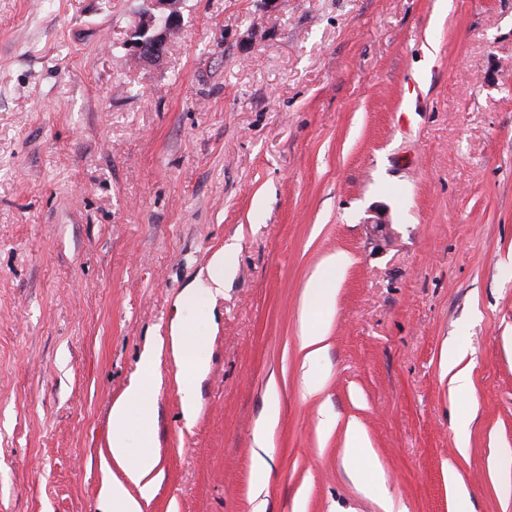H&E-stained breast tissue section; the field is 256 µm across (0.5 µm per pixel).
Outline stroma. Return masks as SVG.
Instances as JSON below:
<instances>
[{
	"instance_id": "1",
	"label": "stroma",
	"mask_w": 512,
	"mask_h": 512,
	"mask_svg": "<svg viewBox=\"0 0 512 512\" xmlns=\"http://www.w3.org/2000/svg\"><path fill=\"white\" fill-rule=\"evenodd\" d=\"M437 2L183 0L138 66L141 0H0V512H105L112 406L229 245L142 512H512V0ZM233 258V250L225 247L223 252L215 254L205 274H201L195 284L184 291L182 305L200 310L222 293L225 277L233 270ZM335 269V264L331 263L320 270L306 289V310L313 319L329 310L334 303L336 296ZM210 336L191 328L187 324H181L175 335L171 336V352L174 359L180 363L190 362L179 386L184 417L188 423L192 422L197 412L198 381L207 369L205 360L196 357L198 352L208 348Z\"/></svg>"
}]
</instances>
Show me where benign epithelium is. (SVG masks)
<instances>
[{"mask_svg": "<svg viewBox=\"0 0 512 512\" xmlns=\"http://www.w3.org/2000/svg\"><path fill=\"white\" fill-rule=\"evenodd\" d=\"M139 20L126 42L128 57L136 65L161 60L170 53L181 25L183 0H142Z\"/></svg>", "mask_w": 512, "mask_h": 512, "instance_id": "1", "label": "benign epithelium"}]
</instances>
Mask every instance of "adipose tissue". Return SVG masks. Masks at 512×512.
Instances as JSON below:
<instances>
[{"instance_id":"ef3b65f1","label":"adipose tissue","mask_w":512,"mask_h":512,"mask_svg":"<svg viewBox=\"0 0 512 512\" xmlns=\"http://www.w3.org/2000/svg\"><path fill=\"white\" fill-rule=\"evenodd\" d=\"M233 258L234 252L228 248L215 254L205 274L184 291L181 299L183 306L199 310L222 293L224 280L233 270ZM335 279L334 266H326L314 276L306 290V310L313 322L306 328L302 341L311 359L321 353L322 336L315 319L333 305ZM209 343V336L186 324L180 325L171 338L174 359L187 366L180 380L179 393L184 417L189 421L196 416L198 381L207 368L206 361L198 359L197 354L207 349ZM143 365V377L132 383L112 406L114 427L109 452L124 477L112 480L106 488L108 512H141L139 500L129 495L126 486L131 483L146 491L159 476V457L152 449L157 411L149 388L157 366L155 353H147ZM131 415L137 418V431L133 434L127 428V418Z\"/></svg>"}]
</instances>
